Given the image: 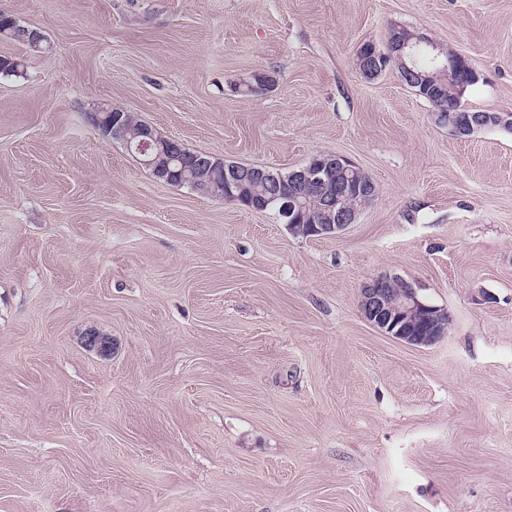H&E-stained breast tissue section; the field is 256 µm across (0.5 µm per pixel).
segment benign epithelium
I'll use <instances>...</instances> for the list:
<instances>
[{
	"label": "benign epithelium",
	"mask_w": 512,
	"mask_h": 512,
	"mask_svg": "<svg viewBox=\"0 0 512 512\" xmlns=\"http://www.w3.org/2000/svg\"><path fill=\"white\" fill-rule=\"evenodd\" d=\"M0 34L41 48V38L36 31L18 30L14 27ZM426 46L440 51L438 45L414 33L406 36L400 28L390 30L387 45L380 49L369 46L367 65L362 75L373 79L387 70L393 53L407 55L413 49ZM436 122L448 126L456 136H469L476 131L512 126V114L497 112H451L437 108ZM95 128L109 141H119L131 151L145 168L151 170L157 181L169 186L188 183L200 187L213 181L217 175L224 176V201L240 202L235 194L242 184L260 183L261 204L256 212L272 213L276 221L288 227L292 233L301 232L318 238L338 234L356 223L366 203L378 195V188L370 176L358 165L339 154H316L309 162L288 173L293 187L290 195L280 191L283 178L273 170L255 165L225 163L208 153H195L193 157L183 155V144L172 137L161 135L152 125L145 123L137 129L131 128L120 112L101 108ZM183 160L180 169L171 164ZM310 188L321 191V223H302L306 197ZM360 308L366 320L381 332L411 345H432L448 331V311L422 300L415 284L398 276H381L365 285L361 290Z\"/></svg>",
	"instance_id": "7a95c632"
}]
</instances>
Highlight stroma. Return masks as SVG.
Here are the masks:
<instances>
[{
	"mask_svg": "<svg viewBox=\"0 0 512 512\" xmlns=\"http://www.w3.org/2000/svg\"><path fill=\"white\" fill-rule=\"evenodd\" d=\"M49 52L0 76V512H512V130L469 138L396 69L392 26L512 113V0H0ZM277 78L246 94L253 74ZM133 113L227 162L314 154L377 198L339 234L158 182L90 123ZM446 308L416 347L359 307ZM97 331L106 349L88 346ZM400 30L399 27L391 28L385 49L377 48L373 44L369 46V57L365 58L369 63L364 66L361 73L365 78H376L387 70V65L393 57V49L397 51L399 58L418 47L432 48L437 54L442 52L436 43L412 32L409 36L403 35ZM422 43L425 45L422 46ZM360 308L374 327L411 345H432L448 331V311L423 301L416 285L398 276L365 285Z\"/></svg>",
	"mask_w": 512,
	"mask_h": 512,
	"instance_id": "1",
	"label": "stroma"
}]
</instances>
